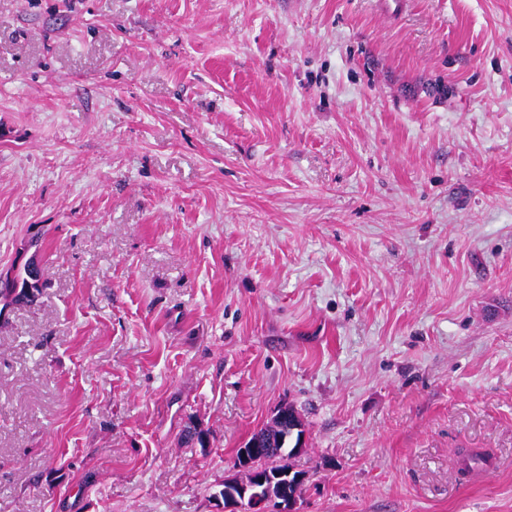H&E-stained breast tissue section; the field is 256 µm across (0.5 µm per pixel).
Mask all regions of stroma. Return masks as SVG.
I'll list each match as a JSON object with an SVG mask.
<instances>
[{
  "label": "stroma",
  "mask_w": 512,
  "mask_h": 512,
  "mask_svg": "<svg viewBox=\"0 0 512 512\" xmlns=\"http://www.w3.org/2000/svg\"><path fill=\"white\" fill-rule=\"evenodd\" d=\"M0 512H512V0H0ZM198 426L207 446L185 442ZM31 261L25 263L23 269L17 271L8 270L0 272V298L8 303L34 304L41 295L44 283L42 281L41 269L37 265L30 269ZM292 410L288 409V412L291 411V413L284 422L280 423V429L276 430L273 424L261 428L249 439H256L258 437L261 439V447L264 449V452L258 464L265 467V469L281 472L292 470V466L288 461L296 454L291 451V448L288 449V442L283 444L279 440V436L283 437L284 434L288 433L289 435L291 433L290 429L296 426L295 422L297 425L304 428L302 421L299 417H294L295 411ZM303 481L297 482L294 486L290 487V493L295 497H299L303 487ZM253 491L250 494L248 500L245 498V492L242 493V500H239L236 495L233 493L232 496H227L224 498V504L222 503V507L218 512H238L239 508L243 505H246L249 511L252 512H266L268 511V507L271 505L273 507V511L276 512H295L293 506L296 502V498H288V496L278 497V488L274 486L271 489V493L278 497L270 499L269 491L266 486L265 478H258L256 483L252 486ZM274 505V506H273Z\"/></svg>",
  "instance_id": "stroma-1"
}]
</instances>
